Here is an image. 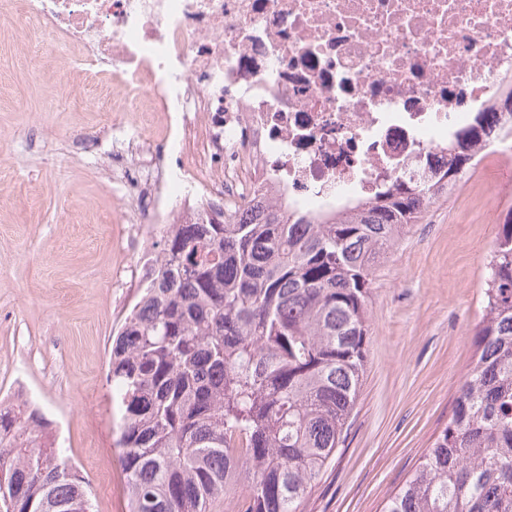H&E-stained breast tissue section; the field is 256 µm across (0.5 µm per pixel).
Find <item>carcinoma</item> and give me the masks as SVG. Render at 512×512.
<instances>
[{
    "label": "carcinoma",
    "mask_w": 512,
    "mask_h": 512,
    "mask_svg": "<svg viewBox=\"0 0 512 512\" xmlns=\"http://www.w3.org/2000/svg\"><path fill=\"white\" fill-rule=\"evenodd\" d=\"M486 134L480 118L455 135L448 186ZM425 194L399 182L318 219L256 206L235 224L168 225L108 361L131 512H207L240 482L239 512H305L359 396L372 269L422 219ZM473 347L448 424L384 512H512V214ZM80 496L91 512L50 421L0 405V502L72 512Z\"/></svg>",
    "instance_id": "carcinoma-1"
}]
</instances>
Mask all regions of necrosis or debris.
Returning a JSON list of instances; mask_svg holds the SVG:
<instances>
[{
  "label": "necrosis or debris",
  "instance_id": "1",
  "mask_svg": "<svg viewBox=\"0 0 512 512\" xmlns=\"http://www.w3.org/2000/svg\"><path fill=\"white\" fill-rule=\"evenodd\" d=\"M112 78L121 224L321 213L426 183L454 132L512 159V0H29Z\"/></svg>",
  "mask_w": 512,
  "mask_h": 512
}]
</instances>
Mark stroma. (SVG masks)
<instances>
[{
	"label": "stroma",
	"instance_id": "1",
	"mask_svg": "<svg viewBox=\"0 0 512 512\" xmlns=\"http://www.w3.org/2000/svg\"><path fill=\"white\" fill-rule=\"evenodd\" d=\"M28 37L0 25V399L31 393L93 512H130L107 366L165 228L115 223L109 106L76 57L40 66ZM510 212L512 175L486 160L376 264L359 397L306 512H382L446 426Z\"/></svg>",
	"mask_w": 512,
	"mask_h": 512
}]
</instances>
